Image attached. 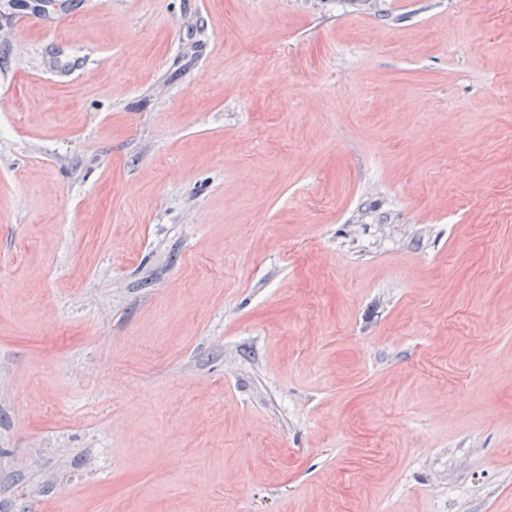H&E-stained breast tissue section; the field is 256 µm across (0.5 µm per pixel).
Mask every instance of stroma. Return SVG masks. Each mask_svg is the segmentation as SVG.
Segmentation results:
<instances>
[{
    "label": "stroma",
    "instance_id": "obj_1",
    "mask_svg": "<svg viewBox=\"0 0 512 512\" xmlns=\"http://www.w3.org/2000/svg\"><path fill=\"white\" fill-rule=\"evenodd\" d=\"M0 512H512V0H0Z\"/></svg>",
    "mask_w": 512,
    "mask_h": 512
}]
</instances>
